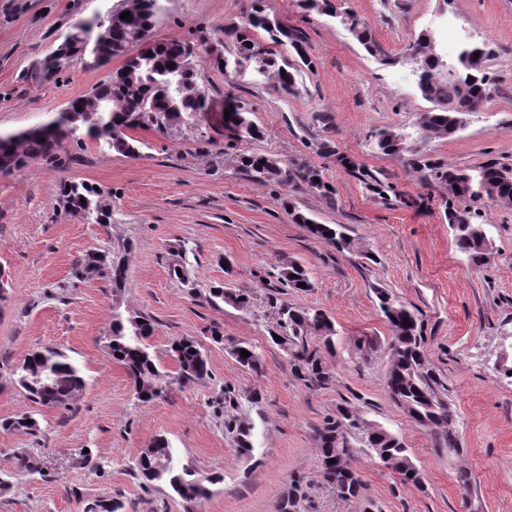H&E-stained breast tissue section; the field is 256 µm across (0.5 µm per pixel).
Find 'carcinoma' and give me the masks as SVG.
<instances>
[{
  "label": "carcinoma",
  "mask_w": 512,
  "mask_h": 512,
  "mask_svg": "<svg viewBox=\"0 0 512 512\" xmlns=\"http://www.w3.org/2000/svg\"><path fill=\"white\" fill-rule=\"evenodd\" d=\"M305 10H314L336 19V22L372 54L375 45L369 37L363 21L349 10L342 9L331 0H300ZM123 10L130 12V19L120 27L111 24V9L97 12L89 18L79 19L60 34L56 45L37 63L32 77L40 83L57 80L69 70L73 58L89 61L88 68L100 69L114 59L123 64L109 72L86 94L74 98L80 108L50 122L52 131L0 136V175H10L25 168L32 161H41L52 168L66 164L62 154L66 141L80 142L86 138L106 151H114L127 158H138L142 142L130 135L138 128H153L159 132L183 121L197 112H205L210 106L208 91L199 83L198 66L186 67L183 61L193 55V46L179 41H155L151 32L162 11V0H123ZM268 35L271 45L258 40L256 31ZM231 41L233 58L219 55L213 64L236 68L245 62L261 67V74L271 73L279 88L285 93L294 92L295 74L303 66L310 67L311 60L303 51L300 33L282 26L265 14L262 0H254L248 23L226 28L215 27L202 38L220 47ZM290 46L299 60H290L275 50L277 46ZM411 57L426 71L418 84L423 99L431 107L418 114L416 137L403 135L389 128L375 132L377 149L388 156L407 154L414 163L426 171V177L444 186L448 191V224L453 226L454 242L471 265H485V240L466 228L458 227L461 218L472 221L470 207L477 201H490L512 206V168L498 162H488L475 168L458 169L420 156L413 147L415 139H444L461 130L459 119L477 112L491 95V77L488 63L497 55V45L491 40L461 47L456 61L446 68L438 65L436 41L430 33L423 32L410 44ZM172 68H167V65ZM228 119L224 127L238 141H253L262 137V130L250 118L243 105H229ZM239 167L259 183L276 181L288 185L300 181L325 196L334 194L322 180L321 171L306 164L297 163L294 168L272 157L259 153L238 155ZM63 207L73 211L88 224H109L112 214L103 204L102 191L94 185L63 181L59 185ZM292 221L300 224L308 234L338 249L351 248L352 240L337 224H320L299 210L291 212ZM97 253L85 255L77 261L83 274L94 272L107 281L119 294L126 287V268L112 255L103 253L101 264H96ZM283 284L295 291L298 284L311 287L307 270L290 262L281 272ZM218 298L238 309H244L248 299L243 293H233L222 288L210 290ZM380 310L386 318L392 336L388 341V370L384 389L392 402L415 424L425 428L442 429L448 447H455V414L438 393L439 382L429 368L425 354V338L421 320L406 305L390 294L378 295ZM279 345L290 352L289 362L294 377L310 390L329 388L331 376L326 373L321 351L335 348L336 329L331 318L319 309L286 306L280 309ZM153 326L147 317L113 312L112 326L107 347L112 360L126 371L138 399L144 403L165 396V385L147 343ZM314 335L309 342L306 334ZM250 356L241 357V350ZM170 356L178 367L179 376L201 381L210 375V363L202 344L194 336L173 341ZM236 362L254 369L259 356L247 342L236 343L231 350ZM16 381L30 399L46 408L66 404V401L82 391L86 380L80 369L64 352L45 348L30 352L15 370ZM50 376L54 385L45 390L36 381ZM32 416L21 415L0 426L6 429H23L29 434L38 431V422H30ZM235 433V451L239 458H253L254 425L236 420L226 425ZM362 435L363 442L373 456L386 468L398 475L403 485L418 486L422 475L412 462L408 448L397 434L368 423L363 415L346 405L337 407L334 419L327 420L316 431L319 446V472L323 480L335 485L344 497L358 496L361 480L358 473L346 461L353 455L348 446L347 434ZM331 459L345 462L336 467ZM136 475L141 484L149 487L165 485L183 502L192 505L207 497L210 486L223 481L220 474L201 475L182 463L170 442L156 438L143 449L136 462ZM302 477L290 479L288 489L278 501L275 512H299L305 499Z\"/></svg>",
  "instance_id": "carcinoma-1"
}]
</instances>
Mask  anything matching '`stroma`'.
Here are the masks:
<instances>
[{
	"mask_svg": "<svg viewBox=\"0 0 512 512\" xmlns=\"http://www.w3.org/2000/svg\"><path fill=\"white\" fill-rule=\"evenodd\" d=\"M365 23L376 42L368 54L335 19L301 8L299 0H264L268 14L305 35L313 62L284 94L254 67L223 71L202 64L200 82L210 111L170 127L138 129L139 158L68 145L54 170L40 162L0 176V421L29 415L37 434L0 430V512H90L97 501L121 499L123 512H184L167 487L145 488L132 475L141 451L169 440L183 462L223 475L195 512H275L291 477L304 476L300 512H512V376L499 360L512 346V206H475L492 245L476 268L456 248L446 216L447 191L423 180L407 157L387 156L374 130L414 133L427 109L413 80L407 48L432 31L455 61L463 43L493 40L492 94L455 136L432 139L434 161L473 168L496 160L512 167V0H337ZM152 37L194 43L219 25L242 23L253 0H162ZM103 0H0V132H20L53 119L67 102L100 81V70L76 67L59 82L28 79L56 29L102 9ZM232 92L263 128L243 143L224 132V94ZM336 153H320L323 140ZM281 161L300 158L319 169L332 196L305 185L259 183L241 169L243 150ZM108 191L112 221L88 224L63 208L61 180ZM385 194L375 193L374 184ZM323 224H341L355 247L339 251L293 224L289 206ZM106 251L127 268L121 294L108 282L77 278L74 264ZM304 265L307 292L283 286L286 262ZM246 293L239 310L211 301L209 290ZM387 292L418 309L428 363L443 382L455 414L456 445L413 423L384 390L391 329L379 308ZM319 308L332 319L336 344L324 352L329 389L297 381L289 355L276 345L282 305ZM150 319L151 350L168 390L139 401L124 369L110 358L106 337L113 309ZM218 326L223 344L206 340ZM181 336L202 339L210 376L179 378L169 354ZM240 341L259 357L255 369L230 353ZM64 351L87 385L66 405L33 403L15 369L34 350ZM404 440L422 473L420 486L402 485L373 459L360 436L350 464L361 494L343 499L318 470L315 434L341 404ZM255 426L251 461L239 460L228 420ZM27 451L39 471L19 470ZM472 478L462 495L459 471Z\"/></svg>",
	"mask_w": 512,
	"mask_h": 512,
	"instance_id": "stroma-1",
	"label": "stroma"
}]
</instances>
